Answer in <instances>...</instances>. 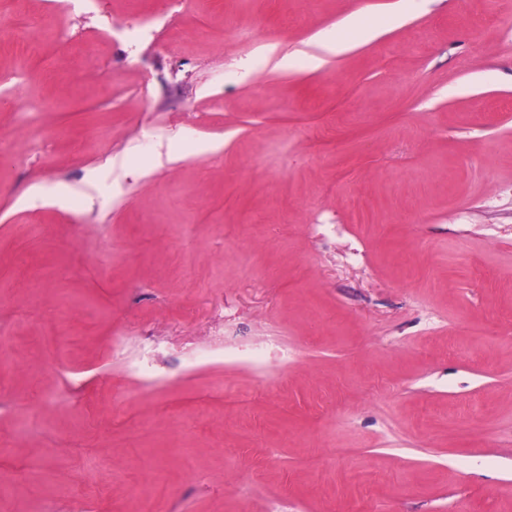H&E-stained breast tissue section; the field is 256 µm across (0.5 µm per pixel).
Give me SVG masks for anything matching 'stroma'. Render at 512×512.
<instances>
[{
  "label": "stroma",
  "instance_id": "obj_1",
  "mask_svg": "<svg viewBox=\"0 0 512 512\" xmlns=\"http://www.w3.org/2000/svg\"><path fill=\"white\" fill-rule=\"evenodd\" d=\"M0 327V512H512V0H0Z\"/></svg>",
  "mask_w": 512,
  "mask_h": 512
}]
</instances>
